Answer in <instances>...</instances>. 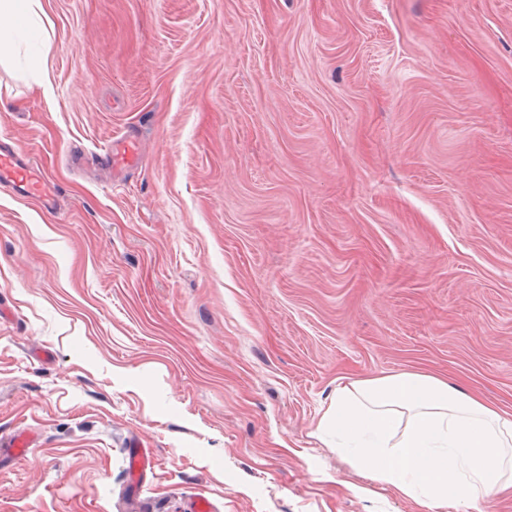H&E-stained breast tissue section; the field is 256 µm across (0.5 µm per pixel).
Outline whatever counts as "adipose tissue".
I'll list each match as a JSON object with an SVG mask.
<instances>
[{"label": "adipose tissue", "instance_id": "1", "mask_svg": "<svg viewBox=\"0 0 512 512\" xmlns=\"http://www.w3.org/2000/svg\"><path fill=\"white\" fill-rule=\"evenodd\" d=\"M348 462L429 512L512 495V414L425 372L338 386L316 426Z\"/></svg>", "mask_w": 512, "mask_h": 512}]
</instances>
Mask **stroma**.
I'll use <instances>...</instances> for the list:
<instances>
[{
  "instance_id": "35a3bbf8",
  "label": "stroma",
  "mask_w": 512,
  "mask_h": 512,
  "mask_svg": "<svg viewBox=\"0 0 512 512\" xmlns=\"http://www.w3.org/2000/svg\"><path fill=\"white\" fill-rule=\"evenodd\" d=\"M42 5L50 93L29 28L0 64L57 190L0 188V433L39 436L0 512H428L315 430L381 373L512 411V0ZM114 172L133 167L139 162L140 153L137 142L128 137L112 140L104 150ZM153 462L152 448H148L143 443L137 444L136 449L127 457V475L131 480L138 481L148 470H151Z\"/></svg>"
}]
</instances>
